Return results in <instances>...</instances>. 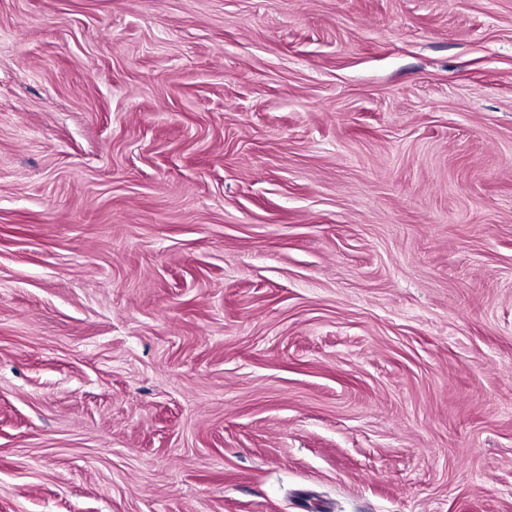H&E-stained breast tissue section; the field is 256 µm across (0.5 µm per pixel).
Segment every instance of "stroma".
<instances>
[{"mask_svg": "<svg viewBox=\"0 0 512 512\" xmlns=\"http://www.w3.org/2000/svg\"><path fill=\"white\" fill-rule=\"evenodd\" d=\"M0 512H512V0H0Z\"/></svg>", "mask_w": 512, "mask_h": 512, "instance_id": "obj_1", "label": "stroma"}]
</instances>
